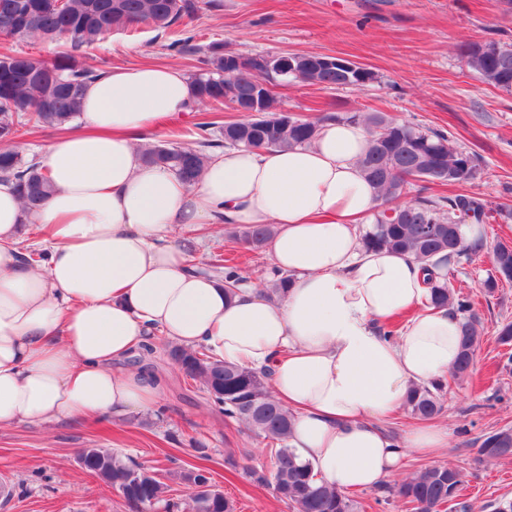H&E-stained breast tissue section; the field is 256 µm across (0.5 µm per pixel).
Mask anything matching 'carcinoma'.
Segmentation results:
<instances>
[{
  "mask_svg": "<svg viewBox=\"0 0 512 512\" xmlns=\"http://www.w3.org/2000/svg\"><path fill=\"white\" fill-rule=\"evenodd\" d=\"M199 0H0V34L11 39L38 38L63 41L71 52L47 60L22 53L0 55V177L15 184L24 202L42 205L48 197V179L34 160L24 157L13 143L19 126L67 129L80 115L85 85L97 70L85 67L75 51L95 44L104 35L127 31L139 23L167 29L185 18L194 17ZM180 54L202 53L205 68L192 81L198 101L234 106L260 94L259 83L269 86L302 82L326 89L362 87L374 79L370 71L350 72L309 70L312 54H291L294 71L281 65L277 54L265 55L266 68L256 71L255 56L226 52L218 43L205 47L187 37L174 41ZM465 66L480 78L503 91L512 92V43L494 40L474 42L462 51ZM272 91L259 98L258 112L224 124V145H244L256 149H288L311 143L327 122L360 124L367 134V148L359 165L374 189L379 204L374 221L362 237L367 250H388L415 256L436 268L442 264L468 263L484 247L483 239L467 242L461 234L463 221L480 225L492 218L483 201L475 196L453 195L421 198L400 204L413 181L442 185L471 181L480 173L477 156L456 146L449 136L399 122L382 112L322 114L310 118L273 112ZM208 140L201 147L152 145L143 150L146 161L166 165L191 183L209 161L208 148L222 145ZM272 233L270 226H251L239 231L240 240L260 249ZM492 270L483 282L491 294L499 282L512 281V246L497 243L490 249ZM201 273L224 278V288L233 293L240 282L237 266L216 264ZM430 305L451 310L459 317L460 356L452 377L469 375L480 342L479 321L468 296L455 291L440 275L431 280ZM172 361L185 376L202 384L211 401L224 416L246 425L266 441L273 466L247 467L245 475L257 486L273 488L278 498L297 512H353L351 500L314 478L310 464L300 460L290 446V411L270 394L269 374L221 362L201 347L187 352L178 346L169 349ZM443 384L415 385L406 406L420 420H432L443 411L440 395ZM486 459L512 457V428L486 436L479 448ZM78 463L87 472L121 493L135 512H173L175 504L166 498L169 485L152 469L131 462L110 448H84ZM173 479L191 490L190 512H235L232 501L213 488L209 473L198 467L172 473ZM462 471L448 465H429L388 488L413 512H443L452 507L468 512L459 501Z\"/></svg>",
  "mask_w": 512,
  "mask_h": 512,
  "instance_id": "obj_1",
  "label": "carcinoma"
}]
</instances>
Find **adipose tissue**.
I'll list each match as a JSON object with an SVG mask.
<instances>
[{
    "mask_svg": "<svg viewBox=\"0 0 512 512\" xmlns=\"http://www.w3.org/2000/svg\"><path fill=\"white\" fill-rule=\"evenodd\" d=\"M195 103L177 67L108 69L84 90L80 130L40 156L45 204L26 209L0 182V427L149 410L158 384L113 364L160 333L269 369L293 415L292 446L340 493L397 473L407 451L443 453V427L399 443L381 426L410 385L451 372L460 326L430 306L421 263L361 245L358 224L377 205L358 165L364 129L332 122L309 146L228 148L188 184L146 163L136 143ZM32 224L46 232L39 262L19 248ZM210 224L275 225L267 278L288 288L272 298L246 278L229 296L197 273L200 240L179 231ZM404 313L399 336L385 335Z\"/></svg>",
    "mask_w": 512,
    "mask_h": 512,
    "instance_id": "ef3b65f1",
    "label": "adipose tissue"
}]
</instances>
